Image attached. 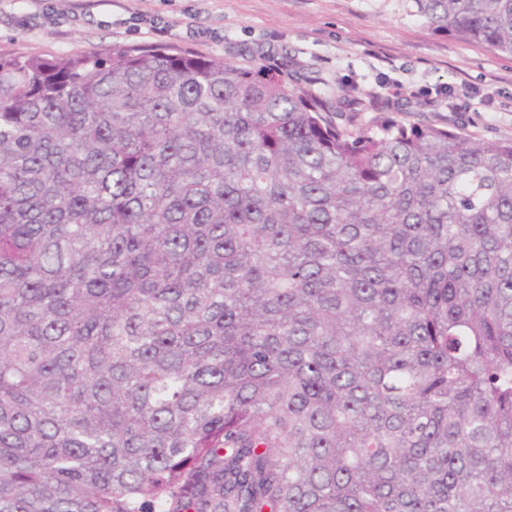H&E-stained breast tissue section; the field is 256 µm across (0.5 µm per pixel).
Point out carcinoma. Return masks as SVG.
<instances>
[{"mask_svg":"<svg viewBox=\"0 0 512 512\" xmlns=\"http://www.w3.org/2000/svg\"><path fill=\"white\" fill-rule=\"evenodd\" d=\"M413 2L512 55V0ZM376 111L0 53V512H512V141Z\"/></svg>","mask_w":512,"mask_h":512,"instance_id":"1","label":"carcinoma"}]
</instances>
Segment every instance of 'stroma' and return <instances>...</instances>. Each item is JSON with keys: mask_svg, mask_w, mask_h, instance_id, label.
I'll return each instance as SVG.
<instances>
[{"mask_svg": "<svg viewBox=\"0 0 512 512\" xmlns=\"http://www.w3.org/2000/svg\"><path fill=\"white\" fill-rule=\"evenodd\" d=\"M132 44L262 58L318 90L371 95L401 123L512 139V58L432 34L412 0H0L1 53Z\"/></svg>", "mask_w": 512, "mask_h": 512, "instance_id": "obj_1", "label": "stroma"}]
</instances>
